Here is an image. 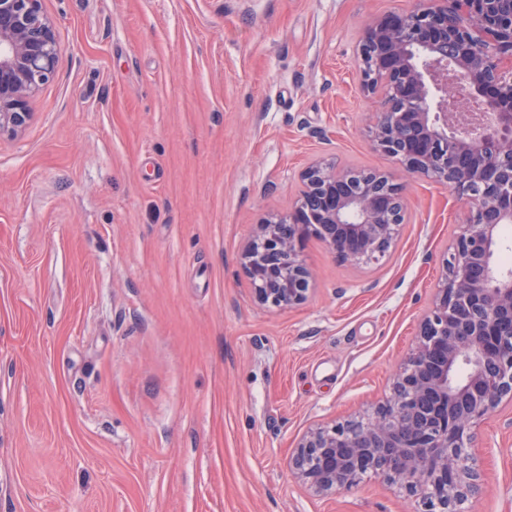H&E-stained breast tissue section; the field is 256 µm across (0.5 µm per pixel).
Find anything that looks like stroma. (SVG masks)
<instances>
[{
  "instance_id": "stroma-1",
  "label": "stroma",
  "mask_w": 512,
  "mask_h": 512,
  "mask_svg": "<svg viewBox=\"0 0 512 512\" xmlns=\"http://www.w3.org/2000/svg\"><path fill=\"white\" fill-rule=\"evenodd\" d=\"M64 53L0 138V512H409L319 496L299 438L382 403L463 219L407 187L397 246L318 241L309 300L255 304L238 252L320 157L388 170L354 49L414 0H41ZM470 512H512V400L473 430Z\"/></svg>"
}]
</instances>
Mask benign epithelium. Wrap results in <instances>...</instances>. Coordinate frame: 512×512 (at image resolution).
<instances>
[{"mask_svg": "<svg viewBox=\"0 0 512 512\" xmlns=\"http://www.w3.org/2000/svg\"><path fill=\"white\" fill-rule=\"evenodd\" d=\"M371 20L357 49L363 89L378 99L368 137L407 177L462 201L431 308L390 396L369 413L308 431L289 467L321 495L381 474L419 499L417 512H466L480 478L472 430L512 398V270L497 262L512 224V0H417ZM61 55L41 0H0V137L32 117L30 100ZM288 211L272 213L242 247L255 301L294 308L311 292L303 256L315 239L341 262L387 256L406 223L405 184L334 157L299 174Z\"/></svg>", "mask_w": 512, "mask_h": 512, "instance_id": "1", "label": "benign epithelium"}]
</instances>
